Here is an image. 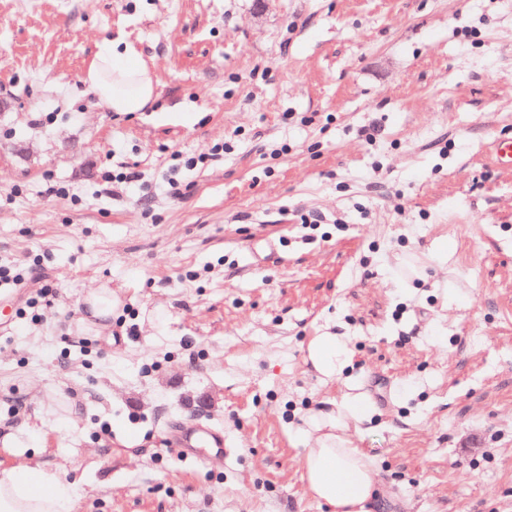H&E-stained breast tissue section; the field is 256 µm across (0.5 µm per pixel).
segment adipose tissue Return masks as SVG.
Segmentation results:
<instances>
[{"mask_svg":"<svg viewBox=\"0 0 512 512\" xmlns=\"http://www.w3.org/2000/svg\"><path fill=\"white\" fill-rule=\"evenodd\" d=\"M100 99L115 112H141L152 102L151 71L120 42H107L96 53L87 73ZM309 357L323 375L341 374L351 353L339 336H317ZM304 478L313 496L335 512H366L376 490V474L365 449L342 436L322 437L306 449ZM76 484L41 467L21 466L0 475V512H72Z\"/></svg>","mask_w":512,"mask_h":512,"instance_id":"ef3b65f1","label":"adipose tissue"}]
</instances>
